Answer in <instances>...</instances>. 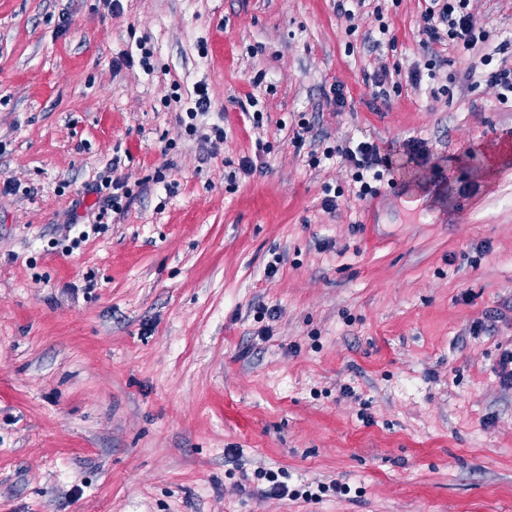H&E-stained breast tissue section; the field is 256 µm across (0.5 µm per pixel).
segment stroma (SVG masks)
I'll use <instances>...</instances> for the list:
<instances>
[{
	"mask_svg": "<svg viewBox=\"0 0 512 512\" xmlns=\"http://www.w3.org/2000/svg\"><path fill=\"white\" fill-rule=\"evenodd\" d=\"M423 8L0 0V183L29 189L0 190V512H512V101L468 76L512 69V0H469L489 41L372 99L381 66H424ZM361 140L398 166L364 201L312 156ZM114 159L144 192L68 249ZM270 468L299 498L265 496ZM187 98L193 105L192 107H188L185 112L190 121H194L198 115H204L206 112H209L211 101L206 85L196 84L193 87V92L187 93Z\"/></svg>",
	"mask_w": 512,
	"mask_h": 512,
	"instance_id": "obj_1",
	"label": "stroma"
}]
</instances>
